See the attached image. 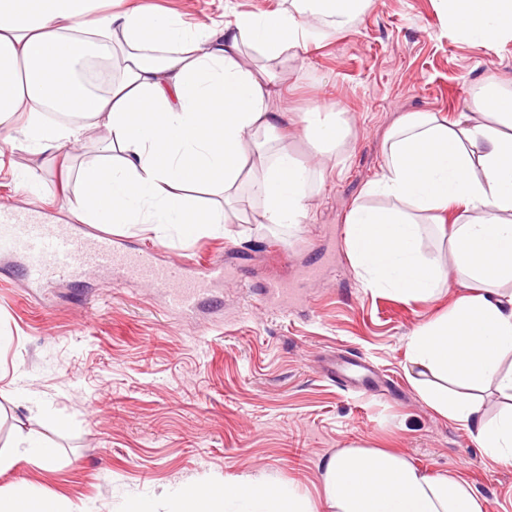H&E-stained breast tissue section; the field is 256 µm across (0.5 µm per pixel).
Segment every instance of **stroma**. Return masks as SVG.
Instances as JSON below:
<instances>
[{
	"label": "stroma",
	"mask_w": 512,
	"mask_h": 512,
	"mask_svg": "<svg viewBox=\"0 0 512 512\" xmlns=\"http://www.w3.org/2000/svg\"><path fill=\"white\" fill-rule=\"evenodd\" d=\"M178 14L186 26H223L236 13L281 0H139ZM512 89V41L464 40L440 0H374L349 29L311 30L306 48L273 65L286 88L288 147L314 171L305 223L273 225L259 209L186 239L175 228L105 224L102 232L167 261H220L224 286L188 312L143 283L101 272L77 282L30 286L0 257V488L35 487L68 512H133L184 483L251 477L298 487L321 500L325 461L344 448H389L430 475L461 478L487 512H512V466L482 452L469 430L429 408L409 383L407 340L447 311L456 291L405 301L363 287L348 257L345 217L380 172L383 134L405 112L455 117L486 70ZM340 108L351 136L322 162L300 132L312 104ZM102 130L83 144L31 159L0 156V206L37 207L72 220L67 176L94 160ZM33 167L35 190L14 171ZM292 299L263 301L274 281ZM358 355L394 383V395L356 393L324 376L327 361ZM68 420L51 428L43 412ZM58 449L51 466L15 454L25 436Z\"/></svg>",
	"instance_id": "1"
}]
</instances>
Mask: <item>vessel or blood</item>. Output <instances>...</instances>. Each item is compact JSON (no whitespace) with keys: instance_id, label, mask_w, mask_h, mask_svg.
I'll list each match as a JSON object with an SVG mask.
<instances>
[{"instance_id":"vessel-or-blood-1","label":"vessel or blood","mask_w":512,"mask_h":512,"mask_svg":"<svg viewBox=\"0 0 512 512\" xmlns=\"http://www.w3.org/2000/svg\"><path fill=\"white\" fill-rule=\"evenodd\" d=\"M0 253L16 258L33 284L108 270L144 283L182 310L193 309L225 279L222 264L203 265L189 258L169 265L160 262L157 252L127 250L107 234L52 223L33 211L10 207H0ZM362 367L358 357H340L328 363L326 373L341 380Z\"/></svg>"}]
</instances>
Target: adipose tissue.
Wrapping results in <instances>:
<instances>
[{
  "label": "adipose tissue",
  "mask_w": 512,
  "mask_h": 512,
  "mask_svg": "<svg viewBox=\"0 0 512 512\" xmlns=\"http://www.w3.org/2000/svg\"><path fill=\"white\" fill-rule=\"evenodd\" d=\"M90 0H0V125L18 123L20 149L39 156L79 145L101 125L100 150L117 162L86 164L76 184L88 224L170 225L193 235L220 223L193 190L221 185L225 205H260L265 224H300L310 171L287 148L272 149L283 124L281 96L266 68L305 44L314 23L336 31L372 0H285L261 14H234L219 29H190L174 15L133 8L91 18ZM461 38L512 40V0H447ZM265 64L247 65L244 48ZM121 58L107 93L76 73L90 56ZM55 110L57 119L45 116ZM304 137L327 160L350 134L341 112L315 106ZM383 207L354 206L346 217L352 266L365 287L428 300L447 268L419 244L432 224H450L453 268L467 280L448 312L408 338V377L435 412L470 429L485 453L512 465V90L494 71L455 118L403 113L386 133L381 171L365 189ZM494 388L509 406L489 420L471 387ZM324 502L286 484L246 479L174 490L166 512H486L465 482L423 473L379 448H345L322 472Z\"/></svg>",
  "instance_id": "1"
}]
</instances>
